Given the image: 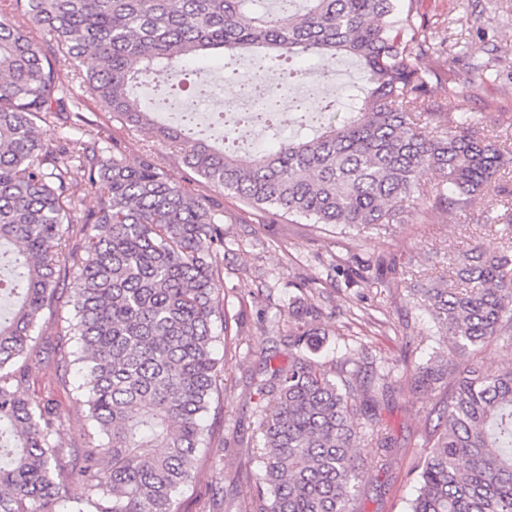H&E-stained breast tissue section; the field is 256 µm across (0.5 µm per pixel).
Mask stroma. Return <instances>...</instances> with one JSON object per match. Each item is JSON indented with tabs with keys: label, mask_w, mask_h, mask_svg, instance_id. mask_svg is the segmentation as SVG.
<instances>
[{
	"label": "stroma",
	"mask_w": 512,
	"mask_h": 512,
	"mask_svg": "<svg viewBox=\"0 0 512 512\" xmlns=\"http://www.w3.org/2000/svg\"><path fill=\"white\" fill-rule=\"evenodd\" d=\"M414 22L426 26L435 38L467 47L487 58L483 72L471 83L439 89L454 113L485 117L493 131L512 127V0H415ZM224 286L220 305L231 327L215 356L225 363L223 381L207 416L212 449L225 443L258 439V419L252 394L264 378L262 351L288 359V339L276 325L287 322L312 300L308 280L326 275L332 255L349 256L351 269L371 264L356 283L337 277L322 300L326 312L322 335L309 337L318 358L332 359L344 345H367L373 356L400 365L427 360L435 348L431 319L415 311L404 292L388 287L391 273H376L378 265L398 260L419 274L421 283L443 286L456 260L477 241L495 243L499 226L479 222L490 199L477 201L467 212H429L420 223L400 232L379 235L371 230L338 235L334 228L291 224L272 219L224 194ZM384 312L389 325L375 332L353 335L345 328L347 312ZM75 377L63 374L55 360H46L36 373L29 393L35 399L57 403L68 421L64 447L81 445L87 430L86 408L73 391ZM446 403L444 389L395 396L380 412V426L393 438L395 449L379 462L375 449L361 452L360 465L370 485L361 492V512H408L415 496L414 467L424 454V435L438 422ZM257 465L242 458L240 465L221 474L202 466L200 475L177 500L179 512H243L237 486L245 484Z\"/></svg>",
	"instance_id": "1"
}]
</instances>
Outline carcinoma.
Masks as SVG:
<instances>
[{"mask_svg": "<svg viewBox=\"0 0 512 512\" xmlns=\"http://www.w3.org/2000/svg\"><path fill=\"white\" fill-rule=\"evenodd\" d=\"M13 2L36 32L0 14V512H178L201 460L220 471L242 457L226 444L212 459L207 442L224 210L170 179L149 149L127 162L125 146L90 130L86 103L145 140H167L172 160L261 212L384 235L415 214L467 211L505 192L496 176L512 141L435 104L448 48L401 0ZM214 50L222 79L258 91L264 108L231 125L222 110L206 128L191 111L176 126L158 121L137 93L142 77L162 76L153 91L165 102L189 87L208 97L211 85L189 77ZM243 51L254 61L246 79L233 65ZM89 55L96 66L85 71ZM303 55L327 79L354 59L360 84L332 99L311 86L282 108L304 84L294 66ZM257 126L278 148L244 163L234 144ZM88 191L97 202L84 209ZM500 206L484 219L512 240V204ZM70 275L81 297L66 330L76 350L56 355L79 374L92 428L80 451L61 444L64 416L27 389L45 360L35 328ZM457 276L460 288L404 286L450 343L410 371V392L444 382L447 402L425 436L409 512H512V367L478 360L490 342L512 339V245H475ZM321 318L312 304L288 321V365L269 367L254 393L250 512H358L361 445L382 459L394 448L376 423L392 369L350 348L330 363L307 352ZM73 477L79 497L68 492Z\"/></svg>", "mask_w": 512, "mask_h": 512, "instance_id": "cac0c4a2", "label": "carcinoma"}]
</instances>
